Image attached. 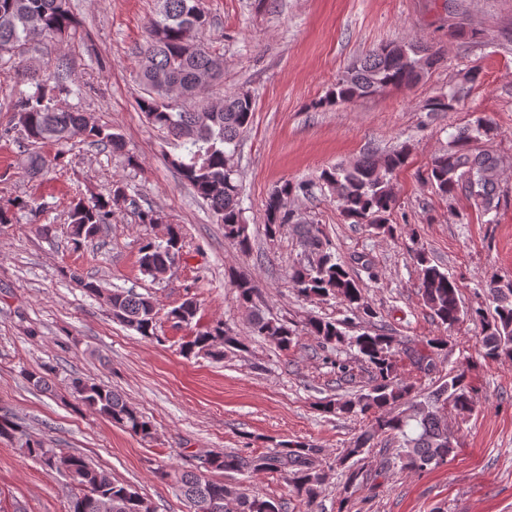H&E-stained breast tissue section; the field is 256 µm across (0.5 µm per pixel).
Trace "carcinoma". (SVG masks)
<instances>
[{
	"label": "carcinoma",
	"mask_w": 512,
	"mask_h": 512,
	"mask_svg": "<svg viewBox=\"0 0 512 512\" xmlns=\"http://www.w3.org/2000/svg\"><path fill=\"white\" fill-rule=\"evenodd\" d=\"M211 19L204 0H157L155 15L147 26V40L140 47L139 78L144 95L137 106L148 122L174 142L180 153L167 157L168 164L178 171L209 205L218 223L224 225V238L236 249L246 253L251 238L243 219L242 184L239 173L228 163L235 155L237 140L251 125L254 116L252 99L237 95L226 96L216 105L194 102L203 88L199 77L208 74L218 79L224 70L223 58L210 51L200 39ZM78 22L71 12L69 0H0V60L12 56L17 49L47 39L62 41L76 30ZM481 32L461 21L448 24V37L477 39ZM406 54L388 46L371 50L354 66L336 79L330 94L318 102L320 106H335L380 94L391 88H410L424 79L442 61L439 47L428 42H405ZM480 70L471 67L461 82L448 86L428 98L425 112H453L466 94L467 85L479 80ZM34 91L21 92L11 103L13 130L23 132L34 144L57 147L51 156L33 153L25 169L36 174L45 169L65 166L64 147L73 141L101 145L110 149L128 166L137 164L123 136L112 128L90 121L78 108L56 106V95L72 93L63 84L62 73L47 76L31 72ZM494 123L477 116L459 128L448 140V149L436 154L427 170L425 183L454 208L465 199L470 212L460 214V223H471V216L482 219L500 206L496 193L503 160L489 149L497 137ZM406 163V153L394 150L382 157L365 153L350 166H337L322 171L320 180L335 196L342 215L353 224H366L384 233L393 232L389 216L396 205L393 174ZM311 193L307 182L285 181L265 200L264 222L268 237L275 238L285 227L299 235L300 259L288 272V283L301 297L323 299L333 296L340 300L345 312L363 320L367 326L350 336L342 330L339 320L311 319L307 335L322 347L338 350L355 347L369 373L366 389L345 400H329L321 405L323 412H340L366 421L355 440L344 449L341 462L346 464L348 490L364 482V472L357 457L371 447V441L381 434L401 439L397 453L402 468L414 473L429 472L445 464L454 453L448 438V425L440 413L439 402L453 399V407L464 413L472 410L475 387L463 368L448 370V380L420 402L414 401L417 386L398 378V358L405 357L419 373L437 369L435 354L448 347L445 336H422L417 340H399L392 336L379 319L378 311L368 302L364 288L352 277L349 266L336 258L333 244L318 224L297 218L293 202ZM126 196V186L112 184V197L79 200L70 211L71 235L74 244L95 237L100 228L112 221V201ZM33 211L31 200L13 199L11 208ZM11 208L0 207V224L13 219ZM182 256L181 233L176 225L168 226V238L157 243L143 238L139 248L142 271L152 274L159 265H173ZM419 280V293L431 318L446 330L459 325L469 316L482 325L480 337L482 356L486 360L512 359V280L491 279L484 285L493 310L479 305L463 310L456 281L433 264L419 250L414 254ZM84 291L102 301L112 317L135 330L140 336L161 341L158 334L159 309L148 295L133 289L110 292L92 278L76 271L70 273ZM232 288L243 305L258 297L259 282L248 276H235ZM199 304L186 298L168 312L177 324L190 325L197 317ZM251 335L263 338L283 352L299 345V336L287 320L267 317L255 312L250 321ZM246 339L239 336L224 321L215 320L195 332L183 344V351L203 354L213 360L224 358L227 351H245ZM52 369L31 371L27 378L32 385L47 390L52 386ZM69 389L77 410H90L108 418L113 424L150 439L155 434L151 421L133 408L118 391L89 379L73 376ZM408 411H397L401 406ZM18 437L28 455L46 467L56 449L42 440L29 438L24 427L9 414L0 415V436ZM280 450L264 455L243 456L234 452L209 453V466L196 472H179L160 467L155 476L175 485L190 504L192 512H283L285 503L249 494L237 486L209 479L212 470L256 474L261 471L281 472L297 500L313 512L326 474L319 468L322 449L302 441H283ZM68 476L77 486L72 494L69 512H157L151 501L128 485L112 480V476L93 467L83 456L67 455Z\"/></svg>",
	"instance_id": "obj_1"
}]
</instances>
